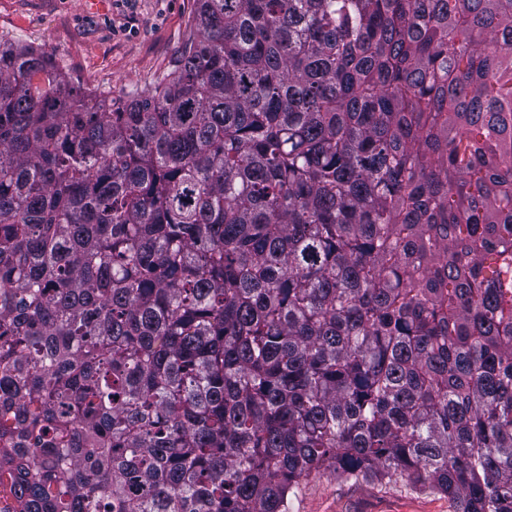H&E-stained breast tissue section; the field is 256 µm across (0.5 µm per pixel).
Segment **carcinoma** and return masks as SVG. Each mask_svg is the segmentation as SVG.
I'll return each mask as SVG.
<instances>
[{
  "mask_svg": "<svg viewBox=\"0 0 512 512\" xmlns=\"http://www.w3.org/2000/svg\"><path fill=\"white\" fill-rule=\"evenodd\" d=\"M116 103L0 40V497L512 512V0H199ZM448 497L404 486L354 483L329 471L312 473L291 512H455Z\"/></svg>",
  "mask_w": 512,
  "mask_h": 512,
  "instance_id": "carcinoma-1",
  "label": "carcinoma"
}]
</instances>
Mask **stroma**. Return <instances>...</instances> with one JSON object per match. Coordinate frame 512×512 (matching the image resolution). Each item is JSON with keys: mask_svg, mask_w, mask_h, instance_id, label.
I'll list each match as a JSON object with an SVG mask.
<instances>
[{"mask_svg": "<svg viewBox=\"0 0 512 512\" xmlns=\"http://www.w3.org/2000/svg\"><path fill=\"white\" fill-rule=\"evenodd\" d=\"M196 0H0V37L52 53L84 92L122 102L169 71L195 24ZM447 497L312 473L292 512H455Z\"/></svg>", "mask_w": 512, "mask_h": 512, "instance_id": "1", "label": "stroma"}]
</instances>
